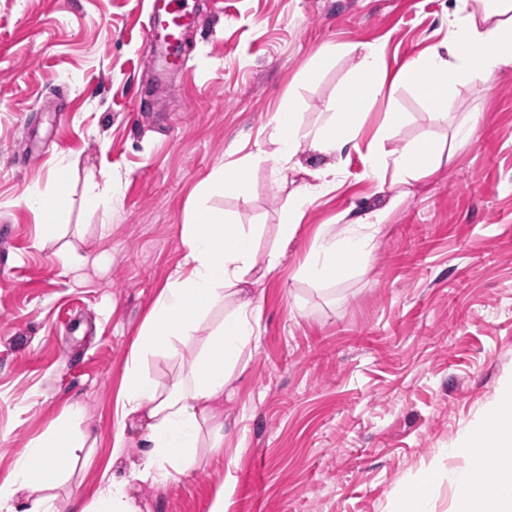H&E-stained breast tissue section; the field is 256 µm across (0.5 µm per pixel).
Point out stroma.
<instances>
[{"instance_id": "1", "label": "stroma", "mask_w": 512, "mask_h": 512, "mask_svg": "<svg viewBox=\"0 0 512 512\" xmlns=\"http://www.w3.org/2000/svg\"><path fill=\"white\" fill-rule=\"evenodd\" d=\"M453 0H196L195 50L179 70L149 62L146 0H0V478L29 442L75 414L90 444L53 488L80 512L112 459L116 401L153 304L184 255L196 206L255 228L257 263L280 244L284 202L324 159L276 181L256 164L244 194L197 198L214 170L266 145L278 112L322 122L354 67L314 68L327 43L376 44L388 69L447 36ZM404 136L450 145L402 198L367 177L387 110ZM478 115L474 136L456 121ZM345 152L335 187L307 206L280 267L254 285L258 340L216 411L224 445L162 485L134 483L144 512H398L404 487L431 473L434 512H452L444 451L490 422L512 384V67L490 89L459 87L437 113L411 87L384 91ZM71 166L54 236L25 194H51ZM119 194L86 205L88 179ZM381 230L360 272L301 279L317 233L368 212ZM213 310L176 353L147 356L168 386L222 320Z\"/></svg>"}]
</instances>
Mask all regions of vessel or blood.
<instances>
[{
  "instance_id": "b4317fda",
  "label": "vessel or blood",
  "mask_w": 512,
  "mask_h": 512,
  "mask_svg": "<svg viewBox=\"0 0 512 512\" xmlns=\"http://www.w3.org/2000/svg\"><path fill=\"white\" fill-rule=\"evenodd\" d=\"M193 19L188 0H151L149 26L143 32V38L151 44L162 42L168 45L173 50V64H180L193 51L187 40Z\"/></svg>"
}]
</instances>
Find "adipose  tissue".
I'll return each mask as SVG.
<instances>
[{
	"mask_svg": "<svg viewBox=\"0 0 512 512\" xmlns=\"http://www.w3.org/2000/svg\"><path fill=\"white\" fill-rule=\"evenodd\" d=\"M512 65V0H454L448 14V36L441 48L406 59L394 71L382 64L381 50L362 45L351 82L319 126H303L298 113L282 112L269 134L273 151H258L250 163L218 168L207 185L211 192H242L249 166L269 162L273 176L297 167L301 144L336 156L356 147L363 110L386 85L409 86L437 110L447 111L458 86L480 80L491 85L502 68ZM442 146L432 139L404 143L369 159V173L383 179L393 171L398 180L433 172ZM379 222L372 214L358 217L334 235L323 237L301 273L325 283L362 266L373 250ZM182 265L157 298L143 332L146 352L171 353L175 342L191 339L200 322L216 308L224 317L209 333L185 373L171 386L146 377L139 359H132L116 406L120 425L112 435V456L127 446V428L142 432L144 451L135 467L142 482L163 484L184 472L202 435L222 447L224 428L210 422V404L224 395L242 351L259 334L257 307L246 286L255 266L253 235L243 225L226 223L223 215L201 212L188 225ZM72 417L57 421L31 441L0 479V512H18L25 491H41L32 512H56L47 489L61 484L64 461L72 449L83 447ZM452 455L464 461L452 474L456 489L453 512H512V386L508 387L491 424L470 428ZM84 512H140L129 483L104 478L98 494Z\"/></svg>",
	"mask_w": 512,
	"mask_h": 512,
	"instance_id": "obj_1",
	"label": "adipose tissue"
}]
</instances>
